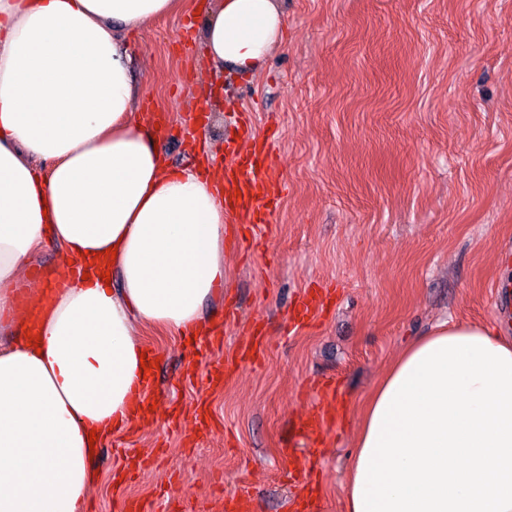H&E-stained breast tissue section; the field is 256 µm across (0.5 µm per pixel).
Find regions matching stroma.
I'll return each mask as SVG.
<instances>
[{"label":"stroma","instance_id":"stroma-1","mask_svg":"<svg viewBox=\"0 0 512 512\" xmlns=\"http://www.w3.org/2000/svg\"><path fill=\"white\" fill-rule=\"evenodd\" d=\"M126 37L138 110L165 113L166 161L224 162L239 115L276 149L284 183L258 247L224 234V295L206 304L218 340L197 346L153 328L156 408L108 441L90 512H293L292 436L336 376L311 497L339 512L358 429L354 405L402 346L444 319L512 336L495 307L512 289V0H283L287 36L261 71L216 75L199 35L213 0ZM334 295L309 327L286 318L313 282ZM260 325L269 348L220 387L208 361L233 356ZM206 402L210 428L193 414Z\"/></svg>","mask_w":512,"mask_h":512}]
</instances>
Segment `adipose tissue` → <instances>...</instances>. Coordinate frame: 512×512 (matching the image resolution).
<instances>
[{"mask_svg":"<svg viewBox=\"0 0 512 512\" xmlns=\"http://www.w3.org/2000/svg\"><path fill=\"white\" fill-rule=\"evenodd\" d=\"M180 5L0 0V512H87L98 479L89 436L126 429L142 398L140 327L204 330L203 306L224 284V203L198 171L166 164L136 112L124 40ZM285 38L280 0H214L203 22L209 63L238 77ZM49 243L88 265L115 251L118 284L69 276L38 299L32 323L13 288ZM459 336L512 352V336L478 322H444L406 345L355 409L342 512H356L383 396L424 347Z\"/></svg>","mask_w":512,"mask_h":512,"instance_id":"obj_1","label":"adipose tissue"}]
</instances>
